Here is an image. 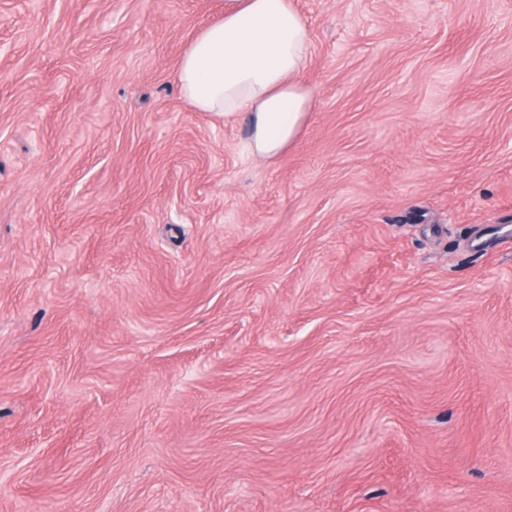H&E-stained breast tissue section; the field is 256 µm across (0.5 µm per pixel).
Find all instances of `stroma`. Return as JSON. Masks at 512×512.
<instances>
[{"mask_svg":"<svg viewBox=\"0 0 512 512\" xmlns=\"http://www.w3.org/2000/svg\"><path fill=\"white\" fill-rule=\"evenodd\" d=\"M264 159L224 0H0V512H512V0H297ZM309 48L295 0H225L222 16L200 28L181 56L180 93L194 111L245 115L253 154L275 158L296 141L312 111L301 80Z\"/></svg>","mask_w":512,"mask_h":512,"instance_id":"stroma-1","label":"stroma"}]
</instances>
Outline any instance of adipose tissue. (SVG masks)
Returning a JSON list of instances; mask_svg holds the SVG:
<instances>
[{
  "mask_svg": "<svg viewBox=\"0 0 512 512\" xmlns=\"http://www.w3.org/2000/svg\"><path fill=\"white\" fill-rule=\"evenodd\" d=\"M308 28L295 0H224L182 54L177 82L194 111L246 116L254 155L272 159L301 134L313 97L301 74Z\"/></svg>",
  "mask_w": 512,
  "mask_h": 512,
  "instance_id": "adipose-tissue-1",
  "label": "adipose tissue"
}]
</instances>
